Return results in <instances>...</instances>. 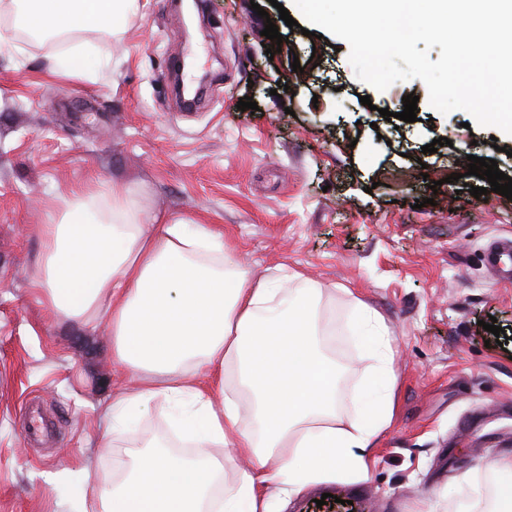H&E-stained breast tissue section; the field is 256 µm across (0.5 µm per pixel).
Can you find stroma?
<instances>
[{
  "instance_id": "35a3bbf8",
  "label": "stroma",
  "mask_w": 512,
  "mask_h": 512,
  "mask_svg": "<svg viewBox=\"0 0 512 512\" xmlns=\"http://www.w3.org/2000/svg\"><path fill=\"white\" fill-rule=\"evenodd\" d=\"M139 2L116 38L0 29V512H80L76 489L111 480L130 447L113 443L103 415L127 378L106 322L58 321L30 288L40 225L91 175L139 190L151 211L220 225L253 277L283 265L318 279L323 315L345 330L355 300L383 316L398 380L368 480L307 487L285 512H346L353 498L376 512H420L426 501L473 512L467 489L512 456V283L484 264L490 242L512 239V200L471 196L483 181L464 159L496 160L512 177V136L463 110L437 112L421 80L374 90L356 78L347 42L282 23L283 8L302 18L292 0H207L189 43L174 0ZM269 22L283 43L264 37ZM77 45L81 76L51 72L49 58ZM186 48L206 81L191 109L171 81ZM410 94L416 122L384 120L381 109L402 112ZM245 96L256 109L238 110ZM439 137L448 145L424 152ZM492 316L507 346L483 329ZM371 366L360 347L341 363L344 424L360 418L349 398ZM173 415L153 402L138 439L184 452Z\"/></svg>"
}]
</instances>
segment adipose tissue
<instances>
[{
  "mask_svg": "<svg viewBox=\"0 0 512 512\" xmlns=\"http://www.w3.org/2000/svg\"><path fill=\"white\" fill-rule=\"evenodd\" d=\"M138 2L0 0V17L20 18L39 40L116 35ZM39 232L31 287L41 304L60 320H107L112 359L131 373L108 407L113 440L131 439L133 417L162 398L178 406L176 423L194 448L183 457L141 442L82 512H278L337 473L368 478L397 382L377 311L356 304L378 382L353 396L362 418L347 427L337 413L340 371L323 349L330 325L320 281L282 266L253 279L222 230L157 215L120 183L71 188L60 217ZM237 457L249 465L224 484Z\"/></svg>",
  "mask_w": 512,
  "mask_h": 512,
  "instance_id": "ef3b65f1",
  "label": "adipose tissue"
}]
</instances>
